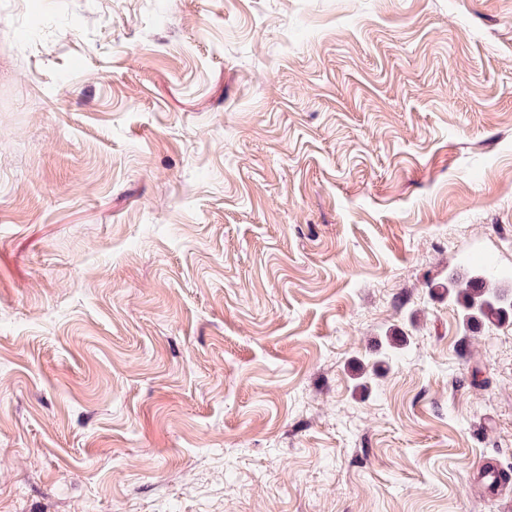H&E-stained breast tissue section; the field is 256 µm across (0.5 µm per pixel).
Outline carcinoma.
<instances>
[{
    "label": "carcinoma",
    "instance_id": "cac0c4a2",
    "mask_svg": "<svg viewBox=\"0 0 512 512\" xmlns=\"http://www.w3.org/2000/svg\"><path fill=\"white\" fill-rule=\"evenodd\" d=\"M444 288L448 298L460 308L466 332L496 326L512 318V300H506L503 291L483 274L465 278L453 274Z\"/></svg>",
    "mask_w": 512,
    "mask_h": 512
}]
</instances>
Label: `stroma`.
I'll return each mask as SVG.
<instances>
[{
    "instance_id": "obj_1",
    "label": "stroma",
    "mask_w": 512,
    "mask_h": 512,
    "mask_svg": "<svg viewBox=\"0 0 512 512\" xmlns=\"http://www.w3.org/2000/svg\"><path fill=\"white\" fill-rule=\"evenodd\" d=\"M512 0H0V512H512ZM441 287L446 288L448 298L460 308L465 333L481 326H496L512 317V299L504 298L491 277L477 274L464 278L453 274ZM476 480L474 485L489 489L493 485H503L504 476L492 462H480L475 468Z\"/></svg>"
}]
</instances>
